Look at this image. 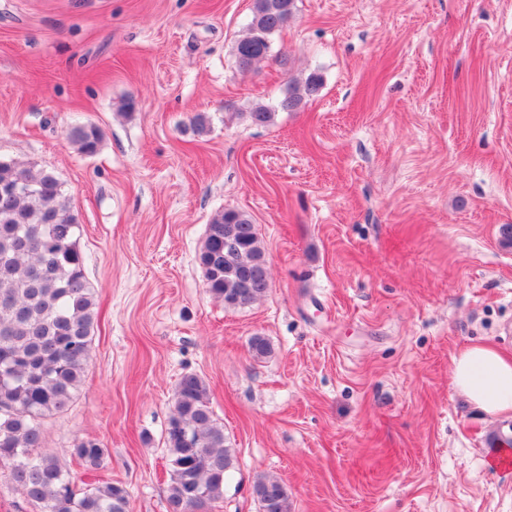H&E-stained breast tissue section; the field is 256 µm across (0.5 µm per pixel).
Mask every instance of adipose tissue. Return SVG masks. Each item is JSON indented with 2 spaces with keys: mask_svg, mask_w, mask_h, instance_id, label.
Instances as JSON below:
<instances>
[{
  "mask_svg": "<svg viewBox=\"0 0 512 512\" xmlns=\"http://www.w3.org/2000/svg\"><path fill=\"white\" fill-rule=\"evenodd\" d=\"M454 386L475 406L498 415L512 412V356L472 345L453 360Z\"/></svg>",
  "mask_w": 512,
  "mask_h": 512,
  "instance_id": "ef3b65f1",
  "label": "adipose tissue"
}]
</instances>
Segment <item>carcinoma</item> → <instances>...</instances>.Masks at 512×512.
Listing matches in <instances>:
<instances>
[{"label":"carcinoma","instance_id":"cac0c4a2","mask_svg":"<svg viewBox=\"0 0 512 512\" xmlns=\"http://www.w3.org/2000/svg\"><path fill=\"white\" fill-rule=\"evenodd\" d=\"M294 8L295 0H253L252 18L236 46L240 68L266 58L270 36L288 23ZM321 87L314 71L288 88L277 106L258 105L250 118L267 124L276 111L297 110ZM69 138L92 156L101 133L94 125L76 124ZM19 181L29 192L9 191ZM80 235L53 173L0 159V468L42 512H130L125 487L103 480L79 488L52 454L41 451L43 420L73 405L92 365L97 310ZM199 263L209 292L227 307L251 306L269 290L256 225L242 212L226 210L212 219ZM164 444L167 512H208L224 500L234 456L214 417L207 384L195 373L184 374L176 385ZM105 454L93 440L73 448L91 470ZM253 495L258 512H292L287 488L273 475L257 477Z\"/></svg>","mask_w":512,"mask_h":512}]
</instances>
